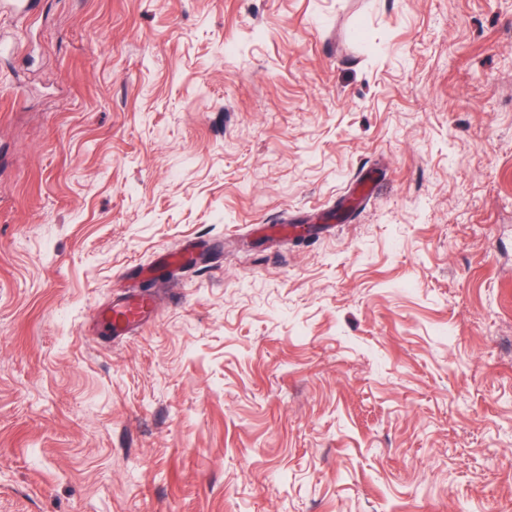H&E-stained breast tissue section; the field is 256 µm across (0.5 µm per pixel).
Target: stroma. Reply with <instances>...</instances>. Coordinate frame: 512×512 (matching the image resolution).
<instances>
[{
	"instance_id": "1",
	"label": "stroma",
	"mask_w": 512,
	"mask_h": 512,
	"mask_svg": "<svg viewBox=\"0 0 512 512\" xmlns=\"http://www.w3.org/2000/svg\"><path fill=\"white\" fill-rule=\"evenodd\" d=\"M0 512H512V0L0 10ZM152 310V301L134 295L117 296L109 309L111 332L120 335L140 326Z\"/></svg>"
}]
</instances>
